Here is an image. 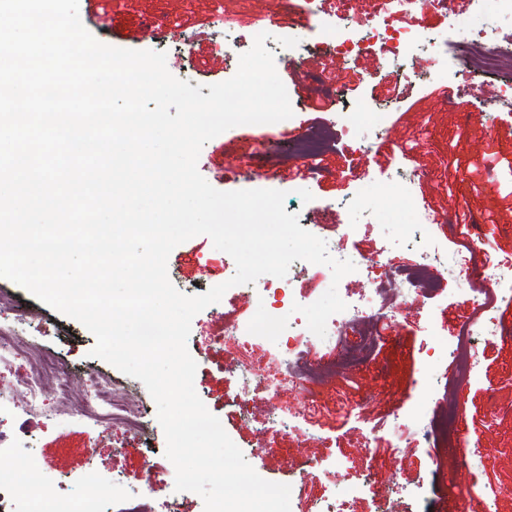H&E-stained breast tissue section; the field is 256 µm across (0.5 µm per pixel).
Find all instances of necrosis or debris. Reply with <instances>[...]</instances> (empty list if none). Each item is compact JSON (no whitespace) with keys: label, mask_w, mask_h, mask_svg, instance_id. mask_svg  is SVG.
<instances>
[{"label":"necrosis or debris","mask_w":512,"mask_h":512,"mask_svg":"<svg viewBox=\"0 0 512 512\" xmlns=\"http://www.w3.org/2000/svg\"><path fill=\"white\" fill-rule=\"evenodd\" d=\"M345 2L347 12L338 21L319 18L314 24L322 44L331 47L336 59L351 62L376 49L409 82L445 69L461 84L468 85L481 73L498 72L502 79L494 88V96L501 108L512 109V32L504 30L505 25H512V0H493L496 21L481 27L453 18L452 0H380V12L373 16L358 14L355 0ZM395 7L416 14V21L406 27H394L387 15ZM432 11L443 12L449 20L446 30L431 37L418 16ZM477 45L485 49L484 66L479 71L472 68L466 56ZM425 178L424 172L398 166L375 181V190L385 203L382 220L404 225L419 261L412 270L404 271L390 266L379 254L352 255L355 275L361 283L353 293L343 294L347 308L329 318L325 341H339L356 325L396 320L414 302L442 294L452 281L477 316L460 327L456 340L445 344L444 353L460 364L470 378L478 374L476 338L497 335L493 308L498 301L512 300V264L477 272L472 264L478 239H470L464 248L452 252L431 240L428 230L435 218L415 206L411 198L413 185ZM247 296L263 302L271 315L292 312L293 320L272 345L286 366L283 374L269 375L251 365L242 367L239 396L244 403L255 392H263L271 399L286 385L304 381L301 367L305 352L300 339L309 333L301 314L292 311L293 304L304 303L305 298L293 291L290 280L261 276L248 288ZM19 360L27 361L30 367L23 381L22 411L52 418V410L45 406V391L50 388L60 402L73 405L81 417L135 433L147 430L145 410L118 392L96 368L82 370L86 388L83 393H76L75 376L69 370L33 351L12 329L0 326V364ZM35 465V458L25 453L16 468L0 471V512H103L107 483L98 474L80 480L67 498L32 499L29 475Z\"/></svg>","instance_id":"obj_1"}]
</instances>
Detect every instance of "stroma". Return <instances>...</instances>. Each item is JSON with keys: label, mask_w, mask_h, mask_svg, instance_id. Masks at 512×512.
Here are the masks:
<instances>
[{"label": "stroma", "mask_w": 512, "mask_h": 512, "mask_svg": "<svg viewBox=\"0 0 512 512\" xmlns=\"http://www.w3.org/2000/svg\"><path fill=\"white\" fill-rule=\"evenodd\" d=\"M326 19L343 11L342 0H280L279 20H267V0H79L84 27L101 42L123 49L166 52L169 72L200 87L209 95L212 84L226 81L238 69L239 56L248 51L260 30L275 37H294L312 44L309 10ZM170 19L169 28L142 36L148 20ZM238 36L234 55L213 45L216 24ZM189 43L191 57L177 63L172 54L179 43ZM276 70L287 92L295 90L296 74L324 75L337 87L341 100L317 96L293 103V117L271 125L252 127V142L244 144L233 127L202 148L198 169L216 189H276L298 199L300 211L317 210L322 223L315 236L339 242L349 253L383 254L391 266L408 269L418 261L402 229L375 224L371 210L381 201L370 188L371 178L395 165L428 172L413 193L433 211L434 241L448 246L480 237L477 264L494 267L512 261V136H491L474 121V113L488 109L490 82L465 87L441 72L409 84L385 65L379 52L350 64L336 63L324 53H307L300 71L280 62ZM377 73L367 84L368 73ZM375 95L388 100L391 143L362 161L360 149L371 139L365 123L335 136L320 160L318 172L288 156V145L307 131L336 120L338 104L355 110L358 99ZM496 154L502 165L486 172L483 158ZM223 251L205 235L195 236L169 255L168 276L178 290L216 286L224 281ZM13 293L18 313H0V323L19 335L54 351L69 365L90 360L96 340L81 323L71 322L14 282L0 278V289ZM252 301L241 288H230L220 306H208L192 320L187 342L197 363V394L217 416L247 462L263 479L300 484L290 499V512H319L324 497L341 485L350 487L351 512H385L392 486H399L400 512H512V336L478 340L479 379L462 383L454 429L459 438L479 440L477 455L462 453L460 462L471 484L455 482L448 470L447 448L423 435L404 441L387 432L394 414L410 411L429 399L426 421L448 413V359L433 352V340L448 342L473 316L472 307L455 286L422 305L411 306L399 322H380L373 332L356 327L340 344L310 343L306 357L318 365L354 362L351 375L337 374L313 395L309 383L288 388L272 401L254 397L247 407L237 403L239 381L224 365L245 360L269 371L281 368L277 355L264 344H242L225 336L229 324L250 320ZM437 335L429 337L426 325ZM302 411V432L285 431L274 437L261 429L273 409ZM378 438L364 442L370 432ZM0 433L19 447L34 449L39 465L31 478L32 493L48 498L70 495L75 481L95 471L106 476L118 496L149 491L157 512H204L202 498L175 491V468L166 457V439L159 421L149 436L157 452L144 464L142 440L101 424L66 414L47 421L15 409L0 413ZM345 462L349 479L341 481L337 462Z\"/></svg>", "instance_id": "35a3bbf8"}]
</instances>
